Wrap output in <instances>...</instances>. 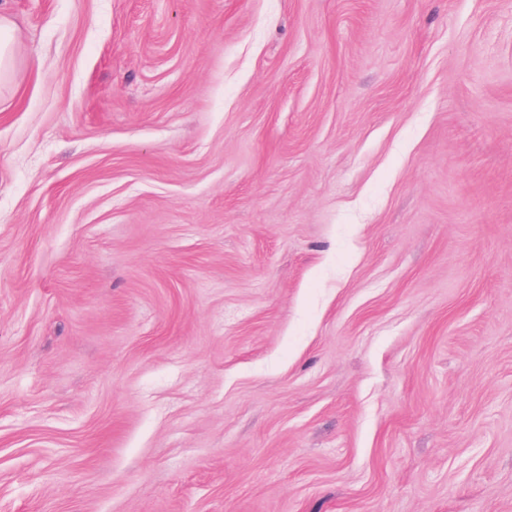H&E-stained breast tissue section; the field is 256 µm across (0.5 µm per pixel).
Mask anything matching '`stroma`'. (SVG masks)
Here are the masks:
<instances>
[{"label":"stroma","mask_w":512,"mask_h":512,"mask_svg":"<svg viewBox=\"0 0 512 512\" xmlns=\"http://www.w3.org/2000/svg\"><path fill=\"white\" fill-rule=\"evenodd\" d=\"M0 11V512H512V0ZM15 24L0 13V92L14 85L19 61L15 50Z\"/></svg>","instance_id":"35a3bbf8"}]
</instances>
